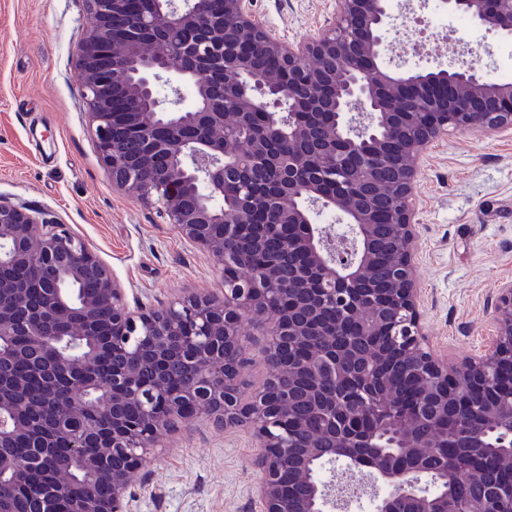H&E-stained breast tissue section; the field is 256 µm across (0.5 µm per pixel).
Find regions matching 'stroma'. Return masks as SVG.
Here are the masks:
<instances>
[{
	"label": "stroma",
	"instance_id": "1",
	"mask_svg": "<svg viewBox=\"0 0 512 512\" xmlns=\"http://www.w3.org/2000/svg\"><path fill=\"white\" fill-rule=\"evenodd\" d=\"M336 0H254L257 21L283 41H307ZM437 0H403L386 34L389 67L512 70V37L473 22L442 25ZM92 23L86 0H0V194L44 210L111 269L129 306L193 294L223 299L224 272L146 205L107 180L72 60ZM420 324L431 347L457 361L493 334L491 303L512 280V130L451 133L415 162ZM249 399L268 365L264 331L244 320ZM129 481L131 512H261L253 488L260 450L243 427L202 419L160 437Z\"/></svg>",
	"mask_w": 512,
	"mask_h": 512
}]
</instances>
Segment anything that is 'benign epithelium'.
Listing matches in <instances>:
<instances>
[{
  "label": "benign epithelium",
  "mask_w": 512,
  "mask_h": 512,
  "mask_svg": "<svg viewBox=\"0 0 512 512\" xmlns=\"http://www.w3.org/2000/svg\"><path fill=\"white\" fill-rule=\"evenodd\" d=\"M95 25L75 57L97 153L112 185L136 199L162 204L166 223L203 247L224 270V301L205 297L132 310L110 268L83 241L42 212L0 194V268L35 274L45 299L0 294V361L13 356L23 336L34 351L55 354L50 387L68 382L53 408L58 433L81 458L83 482L58 465L41 512H130L128 477L153 452L154 438L200 416L215 425L247 428L258 442L261 478L255 494L263 512H345L356 475L365 474L371 512H487L454 494L448 449L493 448L512 467V281L498 289L491 314L494 336L484 352L450 363L420 329L413 252L415 170L412 161L450 131L485 135L512 128V86L486 79L472 67L391 69L381 65L384 33L392 21L390 0H338L333 19L309 40L291 44L256 21L254 0H224L217 13L208 0H91ZM440 7L512 36V0H440ZM195 90L183 105L181 86ZM329 113L315 131L296 118L303 107ZM293 147L288 158L269 152L273 138ZM241 183L232 199L224 183ZM340 213L345 230L333 235L314 223L313 207ZM264 224L280 232L286 255L308 264L294 279L272 266L248 279L233 275L246 255L228 243L240 225ZM393 265L372 281L376 250ZM293 288L303 300L283 314L277 302ZM335 313L331 339L312 345L307 360L294 347L317 329L318 316ZM266 327L265 382L246 403L239 397L245 339L243 316ZM126 350L130 366L99 376L103 328ZM391 330L403 352L404 377L417 382L411 415L399 392L382 381L370 396L345 391L349 374L371 384L379 349L371 336ZM239 356L231 363L224 349ZM177 352L194 370L177 391L165 379ZM330 374L314 373V410L324 417L323 437L306 436L297 451L294 432L283 428L293 391L287 380L315 361ZM464 389L493 391L477 404L483 429L458 422L454 443L439 430L448 399ZM142 415L126 418L130 406ZM17 398L0 393V441L28 432ZM112 417V433L98 419ZM384 419L388 445L378 431L360 428ZM430 431L416 434L413 424ZM31 460L0 456V480ZM349 474L338 479L336 467ZM293 470L305 490L285 496L280 476Z\"/></svg>",
  "instance_id": "1"
}]
</instances>
